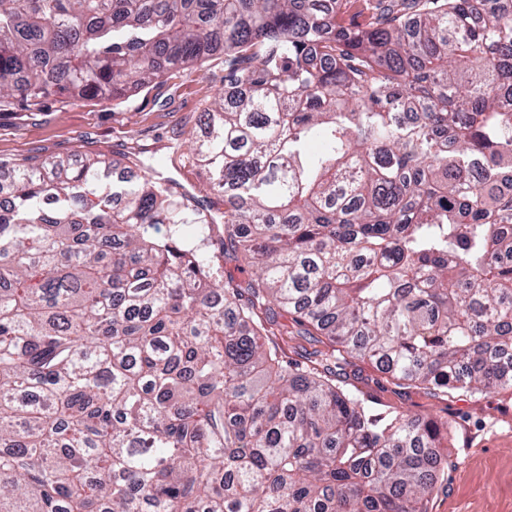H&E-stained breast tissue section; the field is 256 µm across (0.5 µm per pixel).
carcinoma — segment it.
<instances>
[{
  "instance_id": "cac0c4a2",
  "label": "carcinoma",
  "mask_w": 512,
  "mask_h": 512,
  "mask_svg": "<svg viewBox=\"0 0 512 512\" xmlns=\"http://www.w3.org/2000/svg\"><path fill=\"white\" fill-rule=\"evenodd\" d=\"M214 56L222 226L101 154L0 162V512H430L450 421L336 378L512 389V0H0V110ZM278 322L282 325H288V336H283L278 332V328L275 327L276 336H271V341L277 344L282 352L284 360L288 361H302L308 354L314 350L325 351L326 347L324 344L318 342L317 338L313 336H296L291 332H294L296 328L291 319L285 317H279Z\"/></svg>"
}]
</instances>
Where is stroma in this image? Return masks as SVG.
Instances as JSON below:
<instances>
[{"instance_id": "stroma-1", "label": "stroma", "mask_w": 512, "mask_h": 512, "mask_svg": "<svg viewBox=\"0 0 512 512\" xmlns=\"http://www.w3.org/2000/svg\"><path fill=\"white\" fill-rule=\"evenodd\" d=\"M223 81L224 61L218 58L190 73L165 74L121 101L94 98L1 111L0 158L102 153L122 176L137 151L172 176L180 191L222 214L224 197L211 188L191 142L202 136L199 116ZM347 381L384 408L452 422L447 453L453 466L431 512H512V390L477 398L434 394L397 385L361 359L348 366Z\"/></svg>"}]
</instances>
